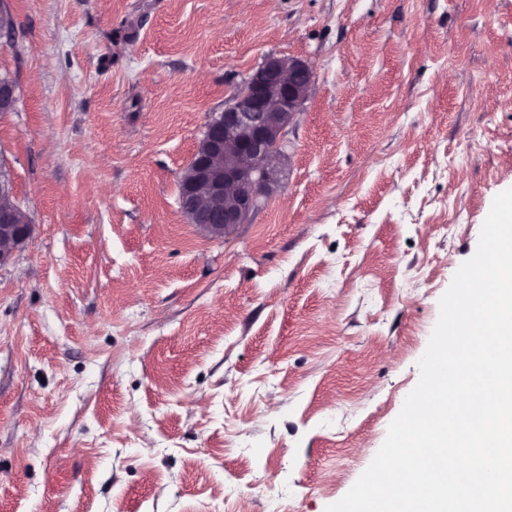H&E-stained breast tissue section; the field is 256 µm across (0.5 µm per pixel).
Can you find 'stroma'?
Instances as JSON below:
<instances>
[{"instance_id": "35a3bbf8", "label": "stroma", "mask_w": 512, "mask_h": 512, "mask_svg": "<svg viewBox=\"0 0 512 512\" xmlns=\"http://www.w3.org/2000/svg\"><path fill=\"white\" fill-rule=\"evenodd\" d=\"M0 512H325L512 188V0H9ZM315 82L221 239L180 177L267 56ZM20 206L0 205V266L10 261L14 253L21 248L33 235L34 225L20 222L18 217Z\"/></svg>"}]
</instances>
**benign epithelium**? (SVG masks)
<instances>
[{"mask_svg":"<svg viewBox=\"0 0 512 512\" xmlns=\"http://www.w3.org/2000/svg\"><path fill=\"white\" fill-rule=\"evenodd\" d=\"M315 80L304 60L269 56L211 115L185 168L181 212L212 238H222L248 223L270 196L280 145L295 122ZM16 84L0 82V112L16 106ZM19 206L0 205V266L33 235L34 225L18 217Z\"/></svg>","mask_w":512,"mask_h":512,"instance_id":"obj_1","label":"benign epithelium"}]
</instances>
